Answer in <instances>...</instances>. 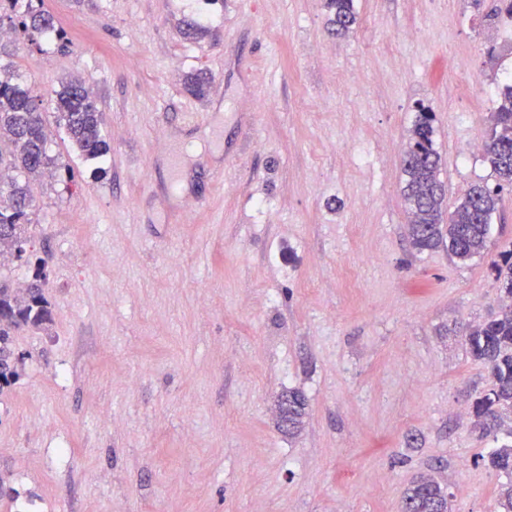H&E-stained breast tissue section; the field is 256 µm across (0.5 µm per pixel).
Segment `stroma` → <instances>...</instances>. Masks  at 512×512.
<instances>
[{
  "label": "stroma",
  "instance_id": "stroma-1",
  "mask_svg": "<svg viewBox=\"0 0 512 512\" xmlns=\"http://www.w3.org/2000/svg\"><path fill=\"white\" fill-rule=\"evenodd\" d=\"M494 5L355 0L336 37L327 0H45L65 41L0 40L64 164L31 181L53 324L15 336L0 512H401L421 474L455 512H493L502 478L478 457L497 443L466 415L490 379L453 328L497 308L491 263L512 245V186L470 150L512 69L487 54ZM73 75L111 145L98 168L53 113ZM419 102L444 211L498 190L466 262L408 234ZM291 390L307 402L292 435ZM305 405V397L299 391H288V394L281 396L279 403L280 427L288 430V434L294 433L302 423Z\"/></svg>",
  "mask_w": 512,
  "mask_h": 512
}]
</instances>
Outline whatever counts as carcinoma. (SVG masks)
Listing matches in <instances>:
<instances>
[{"label": "carcinoma", "mask_w": 512, "mask_h": 512, "mask_svg": "<svg viewBox=\"0 0 512 512\" xmlns=\"http://www.w3.org/2000/svg\"><path fill=\"white\" fill-rule=\"evenodd\" d=\"M43 0H8L3 20H19L30 41L38 44L60 38L54 16L43 9ZM332 15L329 25L342 36L357 23L354 0H327ZM56 96V122L64 126L70 146L88 163H99L111 150L101 113L85 82L72 76L60 82ZM41 96L13 71L0 70V173H13L7 198H0V254L12 249L26 255L25 224L32 197L29 181L46 171L63 167L47 149L46 116ZM411 138L404 150L402 188L411 220L413 246L429 250L448 245V253L460 261L487 250L489 227L497 207L493 191L476 184L444 218L445 189L441 158L435 147L434 113L419 103ZM485 153L498 179L512 185V84H505L502 102L492 114ZM503 297L498 311L488 320L465 330L468 355L488 371L491 386L471 405L472 431L479 437L503 436L504 443L488 455V464L505 477L498 490L496 512H512V248L492 262ZM52 312L39 280L24 288L0 279V391L19 376L21 358L13 348L15 331L22 327L44 329ZM304 395L295 390L281 396L280 427L292 434L302 423ZM402 512H452L450 496L436 480L420 475L404 492Z\"/></svg>", "instance_id": "cac0c4a2"}]
</instances>
